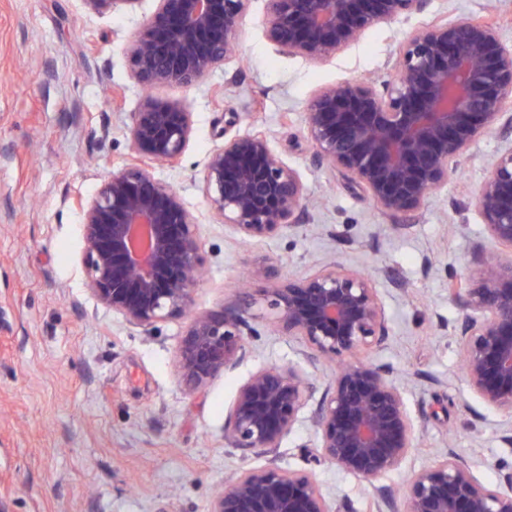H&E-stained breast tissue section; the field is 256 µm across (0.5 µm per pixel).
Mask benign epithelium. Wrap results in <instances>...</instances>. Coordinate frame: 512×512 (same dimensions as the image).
<instances>
[{
  "label": "benign epithelium",
  "instance_id": "benign-epithelium-1",
  "mask_svg": "<svg viewBox=\"0 0 512 512\" xmlns=\"http://www.w3.org/2000/svg\"><path fill=\"white\" fill-rule=\"evenodd\" d=\"M99 14L139 0H83ZM126 42L135 82L186 88L239 57L233 35L250 0H154ZM428 0H266V36L285 54L325 62L374 25L409 17ZM395 78L343 80L311 100L306 129L317 158L354 179L384 212L414 217L448 184L459 157L492 128L512 136V48L479 19L439 21L399 45ZM144 162L112 173L82 206V262L87 289L128 325L147 329L185 314L203 269L197 221L181 195L158 180L152 164L180 161L192 134L191 113L173 100L149 99L128 128ZM212 215L249 243L301 225L308 209L296 170L260 131L234 135L212 152L204 176ZM477 208L489 238L512 251V144L488 162ZM468 265L472 284L448 275V300L461 310L453 329L470 392L512 416V259L489 262L480 246ZM279 333L305 344L304 359L338 364L320 387L296 364L253 373L224 421V443L267 457L225 478L210 512H335L311 471L275 459L302 411L315 403L313 461L372 482L396 470L415 447L419 427L389 372L357 357L388 340L378 291L365 274L330 262L312 275L279 281L256 295ZM249 321L240 312L199 313L177 357L186 391H199L247 354ZM403 512H512V467L494 484L450 453L417 472Z\"/></svg>",
  "mask_w": 512,
  "mask_h": 512
}]
</instances>
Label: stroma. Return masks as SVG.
Returning <instances> with one entry per match:
<instances>
[{
	"label": "stroma",
	"mask_w": 512,
	"mask_h": 512,
	"mask_svg": "<svg viewBox=\"0 0 512 512\" xmlns=\"http://www.w3.org/2000/svg\"><path fill=\"white\" fill-rule=\"evenodd\" d=\"M154 7L140 0L95 14L82 0H0V502L10 512H209L229 472L264 464L224 444V420L239 387L259 369L301 360L300 339L280 335L253 307L246 358L186 394L175 363L193 313L238 308L253 290L303 278L328 259L372 276L390 336L366 360L389 370L421 426L418 444L374 482L311 464L309 416L281 442L277 463L312 470L345 512H402L413 474L455 453L484 483L512 466V430L472 397L449 332L459 308L448 274L468 273L474 243L488 260L511 256L487 235L476 200L486 161L504 142L476 141L447 186L407 226L342 172L318 161L306 113L322 87L382 84L399 43L438 19L485 18L512 47V0H431L421 13L379 24L323 63L277 50L265 32V0H251L235 33L239 59L186 89L143 90L130 77L128 37ZM191 112L189 145L155 175L198 220L207 271L192 313L143 330L98 304L86 289L79 206L132 158L128 127L148 98ZM261 130L300 175L312 200L302 226L243 243L208 210L202 177L225 137ZM391 503L379 507L380 495Z\"/></svg>",
	"instance_id": "obj_1"
}]
</instances>
